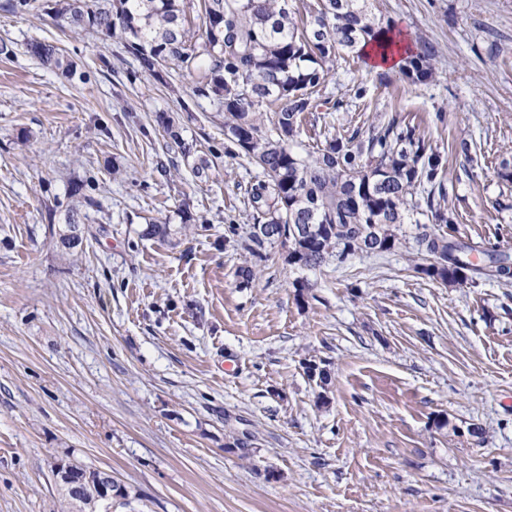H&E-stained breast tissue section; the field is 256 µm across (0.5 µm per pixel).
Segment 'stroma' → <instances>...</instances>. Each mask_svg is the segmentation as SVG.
Returning <instances> with one entry per match:
<instances>
[{
	"mask_svg": "<svg viewBox=\"0 0 512 512\" xmlns=\"http://www.w3.org/2000/svg\"><path fill=\"white\" fill-rule=\"evenodd\" d=\"M55 3L0 8V512H66L59 461L111 471L129 492L112 512H512V280L445 286L404 247L298 268L277 245L242 283L260 172L225 156L223 113ZM378 3L434 46V73L413 84L340 55L336 125L397 112L441 148L474 143L456 234L512 255V0ZM34 40L75 76L30 56ZM86 185L99 206L68 249ZM155 220L166 237L144 236ZM27 50L44 64L58 70L64 77L68 78L73 75L74 63L61 54L56 46L46 42L33 41L27 45Z\"/></svg>",
	"mask_w": 512,
	"mask_h": 512,
	"instance_id": "35a3bbf8",
	"label": "stroma"
}]
</instances>
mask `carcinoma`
<instances>
[{"label": "carcinoma", "instance_id": "1", "mask_svg": "<svg viewBox=\"0 0 512 512\" xmlns=\"http://www.w3.org/2000/svg\"><path fill=\"white\" fill-rule=\"evenodd\" d=\"M376 0H325L303 16L293 0H67L58 10L74 28H90L123 40L143 70L187 72L193 93L224 113V153L241 155L263 174L250 184L251 230L241 243L249 264L269 258L268 247L288 245L290 266L343 264L358 254L381 255L402 245L404 224L417 233L412 249L424 262L416 273L444 285L512 279L509 256L495 246L487 260H472L473 246L456 236L454 183L448 154L420 125L392 113L378 123H359L299 140L309 115L327 107L322 119L343 110L344 101L322 94L336 57H362L364 46L397 44ZM28 52L68 78L74 63L49 43L33 41ZM435 52L422 42L406 54L402 75L413 83L432 77ZM278 104L272 116L264 108ZM275 134L265 131V123ZM454 153L471 176L472 146L463 140ZM69 210L75 235L80 207ZM61 490L75 512H109L94 481H84L79 501Z\"/></svg>", "mask_w": 512, "mask_h": 512}]
</instances>
